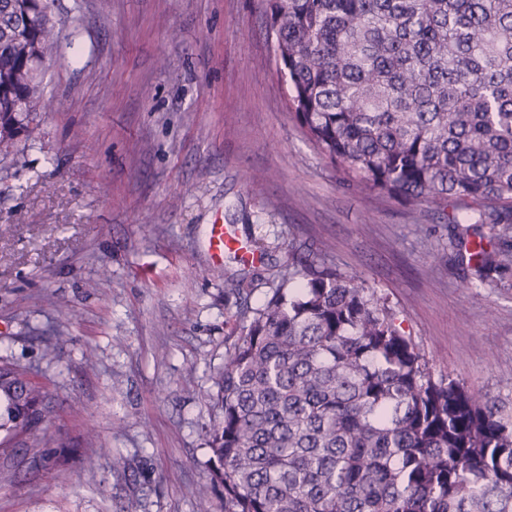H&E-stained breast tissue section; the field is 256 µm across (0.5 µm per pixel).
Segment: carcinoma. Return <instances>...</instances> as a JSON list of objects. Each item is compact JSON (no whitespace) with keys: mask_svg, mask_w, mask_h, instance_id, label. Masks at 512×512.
Masks as SVG:
<instances>
[{"mask_svg":"<svg viewBox=\"0 0 512 512\" xmlns=\"http://www.w3.org/2000/svg\"><path fill=\"white\" fill-rule=\"evenodd\" d=\"M0 0V121L30 133L56 45L51 0ZM289 109L347 181L412 210L453 203L512 228V0H264ZM481 281L512 274V237L474 240ZM242 319L215 378L207 445L224 512H512V408L434 376L388 299L324 261ZM56 415L0 360V459L45 448Z\"/></svg>","mask_w":512,"mask_h":512,"instance_id":"1","label":"carcinoma"}]
</instances>
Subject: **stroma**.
I'll use <instances>...</instances> for the list:
<instances>
[{
	"mask_svg": "<svg viewBox=\"0 0 512 512\" xmlns=\"http://www.w3.org/2000/svg\"><path fill=\"white\" fill-rule=\"evenodd\" d=\"M54 14L52 107L0 145V358L44 387L55 443L0 459V512L202 498L224 512L209 395L241 323L211 275L216 220L243 248L222 268L254 277L251 307L282 286L289 247L327 242L325 261L388 297L435 373L512 405V277L476 279L446 209L346 184L288 109L261 0H55Z\"/></svg>",
	"mask_w": 512,
	"mask_h": 512,
	"instance_id": "35a3bbf8",
	"label": "stroma"
}]
</instances>
